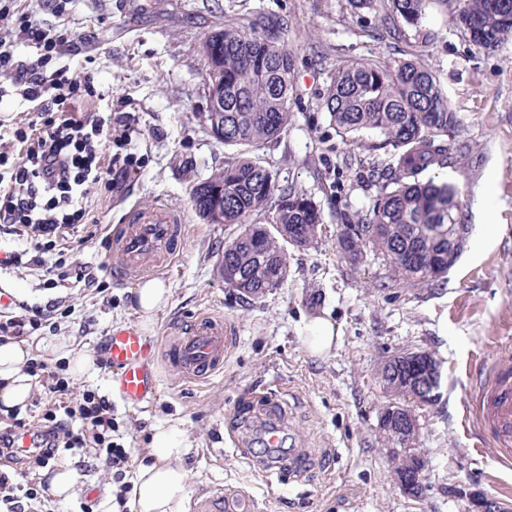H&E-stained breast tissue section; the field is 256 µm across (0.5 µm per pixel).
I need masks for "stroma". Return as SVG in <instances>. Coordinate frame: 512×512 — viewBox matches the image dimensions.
Segmentation results:
<instances>
[{
	"label": "stroma",
	"mask_w": 512,
	"mask_h": 512,
	"mask_svg": "<svg viewBox=\"0 0 512 512\" xmlns=\"http://www.w3.org/2000/svg\"><path fill=\"white\" fill-rule=\"evenodd\" d=\"M49 28L73 34L57 65L91 71L112 97L113 113L130 112V148L145 163L111 192L94 196L99 226L71 233L68 253L95 271L98 285L75 280L43 285L19 266L0 272V286L16 300L39 305L50 319L27 342L32 357L66 367L63 348L89 353L92 367L71 377L73 393L111 396L112 372L99 358L112 330L139 326L126 290L137 276L115 278L104 269L100 239L120 235L132 207L161 200L186 214L184 249L166 262L170 301L148 334H172L176 324L208 313L229 320L237 347L222 370L193 383L160 369L154 398L139 407L113 398V414L133 464L147 462L154 426L176 423L191 448L185 458L188 493L209 487L243 489L257 512H476L481 496L512 508V468L501 465L467 411L477 361L512 360V38L477 49L457 23L459 0H435L419 28L390 38L375 12L350 0H71L64 15L39 0H17ZM239 17L280 18V41L295 54L291 121L259 156L281 183L311 195L322 211L315 244L289 249L288 280L245 302L225 287L217 262L233 224H208L195 212L191 189L233 156L200 122L206 107L204 36ZM371 58L414 59L440 78L456 115L446 168L437 181L459 191L469 235L448 275L432 282L393 280L381 258L352 265L336 247L340 211L366 213L376 189L363 177L372 152L350 146L330 123L324 100L339 65ZM332 319L333 350L313 356L303 336L309 319ZM423 350L442 374L434 404L416 407V447L424 459L421 497L402 493L390 449L378 426L391 396L378 378L384 361ZM277 390L284 423L313 464L302 479L283 482L253 465L261 448L245 439L243 407ZM240 436L232 445L231 436ZM71 464L76 491L62 502L46 496L44 512H99L111 470L96 466L93 450L59 453Z\"/></svg>",
	"instance_id": "1"
}]
</instances>
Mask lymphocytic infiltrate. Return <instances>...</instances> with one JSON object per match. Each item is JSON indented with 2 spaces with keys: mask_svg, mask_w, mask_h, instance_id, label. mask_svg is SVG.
Here are the masks:
<instances>
[{
  "mask_svg": "<svg viewBox=\"0 0 512 512\" xmlns=\"http://www.w3.org/2000/svg\"><path fill=\"white\" fill-rule=\"evenodd\" d=\"M15 0H0V99L18 96L35 119L16 124L0 141L18 146L17 161L0 172V233L29 240L32 254L13 252L0 266L29 264L43 274V283L56 287L62 258H51L67 229L94 224L92 194L111 191L114 175L139 170L141 156L130 152L131 116H121L120 134L105 127L100 115L85 111L87 103L106 95L92 75L76 77L69 68L53 67L52 61L72 43L70 31L49 28L32 15L16 11ZM34 52L24 59L18 46ZM47 315L43 309L0 305V341L21 339L39 330ZM27 371L42 382L52 404L38 421L37 447L18 448L15 433L27 429L25 419L10 414L0 425V458L25 460L42 468L59 450L94 449L101 464L112 470L119 507H126L130 485L125 480L132 451L115 439L117 422L110 400L88 390L72 398L69 381L42 361L29 360ZM42 490L35 480L20 482L0 475V505L6 512H40Z\"/></svg>",
  "mask_w": 512,
  "mask_h": 512,
  "instance_id": "1",
  "label": "lymphocytic infiltrate"
}]
</instances>
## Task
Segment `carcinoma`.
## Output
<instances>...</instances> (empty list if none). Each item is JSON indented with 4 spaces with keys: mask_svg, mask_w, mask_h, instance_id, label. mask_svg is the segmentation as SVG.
<instances>
[{
    "mask_svg": "<svg viewBox=\"0 0 512 512\" xmlns=\"http://www.w3.org/2000/svg\"><path fill=\"white\" fill-rule=\"evenodd\" d=\"M427 2L387 0L381 21L392 34L416 27ZM458 21L474 46L491 50L512 36V0H462ZM279 32L280 23L268 18L230 20L202 42L206 70L218 66L224 72V111H204L200 118L210 129L223 124L224 145L236 154L195 185L191 199L209 224L214 220L208 211L222 199L224 223L240 227L237 242L224 243L221 263L237 272L238 296L245 300L259 299L270 283L288 279L287 237L303 250L314 243L322 221L310 195L280 184L254 155L279 138L291 117L295 60L278 44ZM325 106L342 139L357 146L370 132L378 140L368 150L390 152L388 163H369L367 177L377 193L366 214L344 215L337 248L353 264L371 250L391 269L395 259L415 251L419 259L403 278L425 282L447 275L453 246L448 225L461 221V208L457 187L431 176L447 167L448 136L456 127L437 75L411 59L393 66L350 60L338 68ZM384 435L398 468L416 481V495H422L423 460L408 450L410 436L397 428Z\"/></svg>",
    "mask_w": 512,
    "mask_h": 512,
    "instance_id": "carcinoma-1",
    "label": "carcinoma"
}]
</instances>
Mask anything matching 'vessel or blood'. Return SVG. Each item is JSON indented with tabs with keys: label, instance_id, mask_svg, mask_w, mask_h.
<instances>
[{
	"label": "vessel or blood",
	"instance_id": "1",
	"mask_svg": "<svg viewBox=\"0 0 512 512\" xmlns=\"http://www.w3.org/2000/svg\"><path fill=\"white\" fill-rule=\"evenodd\" d=\"M184 217L164 202L136 208L125 219L124 231L110 247L108 265L115 276L155 272L167 257L179 249ZM235 338L223 318L202 314L182 326L176 338L148 336L127 327L113 331L106 345L107 359L116 373L121 399L137 407L155 394L161 361H168L184 378L203 381L224 367ZM476 415L482 431L494 441V451L502 464L512 463V363L490 366L486 378L477 380L472 391ZM270 394L258 414L260 440L267 450L264 468L268 474L303 477L308 468L304 454L285 449L284 431L271 416L279 405ZM194 512H253L252 496L241 489L216 487L203 491L194 501Z\"/></svg>",
	"mask_w": 512,
	"mask_h": 512
}]
</instances>
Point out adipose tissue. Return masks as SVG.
Instances as JSON below:
<instances>
[{"instance_id":"ef3b65f1","label":"adipose tissue","mask_w":512,"mask_h":512,"mask_svg":"<svg viewBox=\"0 0 512 512\" xmlns=\"http://www.w3.org/2000/svg\"><path fill=\"white\" fill-rule=\"evenodd\" d=\"M131 305L143 325H151L169 301V290L159 279H146L128 291ZM30 347L23 340L0 342V409L24 406L32 392V379L25 371ZM185 434L178 426H160L148 443L146 464L140 465L132 482L133 512H185L186 472L178 458Z\"/></svg>"}]
</instances>
